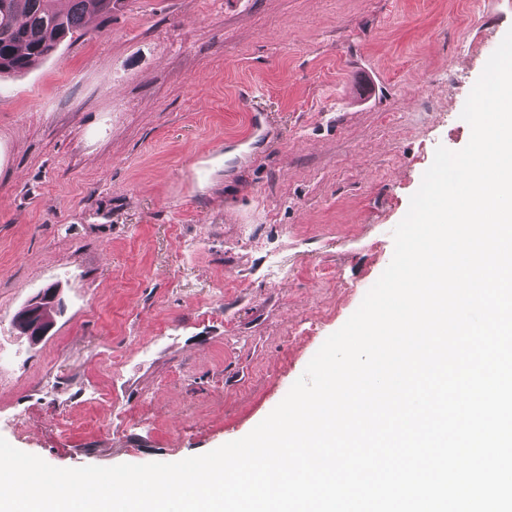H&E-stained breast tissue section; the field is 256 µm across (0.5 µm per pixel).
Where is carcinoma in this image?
<instances>
[{
  "label": "carcinoma",
  "mask_w": 512,
  "mask_h": 512,
  "mask_svg": "<svg viewBox=\"0 0 512 512\" xmlns=\"http://www.w3.org/2000/svg\"><path fill=\"white\" fill-rule=\"evenodd\" d=\"M0 0V75L21 74L50 56L67 38L88 34L87 17L112 13L121 0Z\"/></svg>",
  "instance_id": "cac0c4a2"
}]
</instances>
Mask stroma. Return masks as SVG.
<instances>
[{
    "label": "stroma",
    "instance_id": "35a3bbf8",
    "mask_svg": "<svg viewBox=\"0 0 512 512\" xmlns=\"http://www.w3.org/2000/svg\"><path fill=\"white\" fill-rule=\"evenodd\" d=\"M87 29L0 77V437L173 463L358 309L512 0H123ZM51 286L34 343L13 319Z\"/></svg>",
    "mask_w": 512,
    "mask_h": 512
}]
</instances>
